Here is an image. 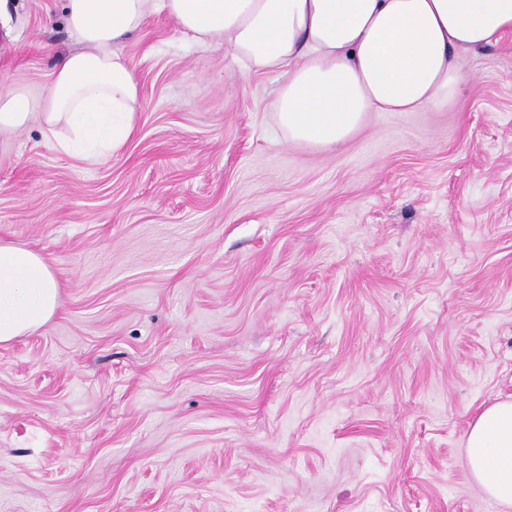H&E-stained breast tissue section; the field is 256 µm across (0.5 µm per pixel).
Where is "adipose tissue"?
<instances>
[{"instance_id": "1", "label": "adipose tissue", "mask_w": 512, "mask_h": 512, "mask_svg": "<svg viewBox=\"0 0 512 512\" xmlns=\"http://www.w3.org/2000/svg\"><path fill=\"white\" fill-rule=\"evenodd\" d=\"M77 49L35 93L0 91V154L39 121L62 153L96 163L135 130L139 86L122 44L154 16L199 46L222 42L248 71L282 76L269 109L283 139L345 142L371 112H413L458 97L460 55L512 34V0H65ZM49 259L0 244V344L59 307ZM471 478L512 508V399L486 408L466 435Z\"/></svg>"}]
</instances>
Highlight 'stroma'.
I'll use <instances>...</instances> for the list:
<instances>
[{
  "label": "stroma",
  "mask_w": 512,
  "mask_h": 512,
  "mask_svg": "<svg viewBox=\"0 0 512 512\" xmlns=\"http://www.w3.org/2000/svg\"><path fill=\"white\" fill-rule=\"evenodd\" d=\"M8 10L0 78L40 88L63 0ZM122 51L120 151L34 121L0 157V242L61 284L0 344V512H505L464 438L512 396V35L459 98L329 149L275 137L276 76L166 17Z\"/></svg>",
  "instance_id": "stroma-1"
}]
</instances>
